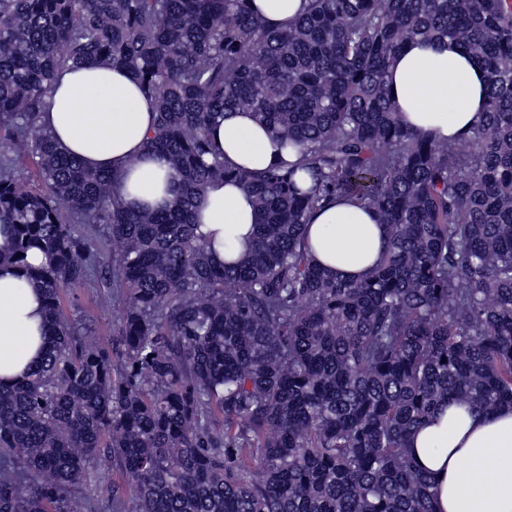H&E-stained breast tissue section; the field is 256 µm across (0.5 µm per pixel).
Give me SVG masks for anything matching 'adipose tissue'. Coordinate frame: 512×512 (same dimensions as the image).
<instances>
[{
    "mask_svg": "<svg viewBox=\"0 0 512 512\" xmlns=\"http://www.w3.org/2000/svg\"><path fill=\"white\" fill-rule=\"evenodd\" d=\"M391 97L402 123L435 140H453L482 116L484 73L455 42L408 43L390 68ZM41 122L58 150L92 170L113 171L129 210L171 205L179 178L167 160L148 151L154 104L129 70L98 61L62 71ZM211 137L226 162L248 170L279 163L271 132L252 113L218 121ZM199 231L213 243L217 262L248 249L257 223L252 197L241 186L213 182L198 199ZM306 241L315 261L332 275L361 280L386 248L385 228L365 206L339 199L313 213ZM44 295L17 264L0 262V386L21 381L47 345ZM418 466L435 481V512H512V406L468 413L440 405L412 433Z\"/></svg>",
    "mask_w": 512,
    "mask_h": 512,
    "instance_id": "1",
    "label": "adipose tissue"
}]
</instances>
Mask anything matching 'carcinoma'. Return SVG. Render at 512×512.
I'll return each mask as SVG.
<instances>
[{"instance_id": "1", "label": "carcinoma", "mask_w": 512, "mask_h": 512, "mask_svg": "<svg viewBox=\"0 0 512 512\" xmlns=\"http://www.w3.org/2000/svg\"><path fill=\"white\" fill-rule=\"evenodd\" d=\"M250 2L0 0V224L15 234L0 259L42 288L50 336L0 387V512H82L71 488L98 481L102 455L123 477L105 488L115 512H434L413 430L442 403L512 405V0H304L286 28ZM449 39L483 67L486 103L435 141L401 123L389 68L411 41ZM93 60L154 99L148 147L181 185L170 209H124L117 178L41 125L56 73ZM236 110L298 160L228 165L210 128ZM220 178L259 216L222 265L194 218ZM338 198L386 228L365 280L331 276L305 242ZM108 263L123 315L103 338L62 293Z\"/></svg>"}]
</instances>
